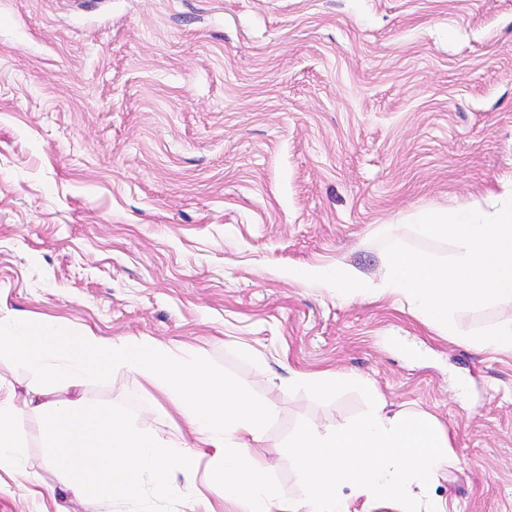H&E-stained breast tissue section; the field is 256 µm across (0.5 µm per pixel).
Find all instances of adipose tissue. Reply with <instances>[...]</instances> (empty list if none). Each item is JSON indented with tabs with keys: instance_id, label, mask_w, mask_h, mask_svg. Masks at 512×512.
Returning a JSON list of instances; mask_svg holds the SVG:
<instances>
[{
	"instance_id": "adipose-tissue-1",
	"label": "adipose tissue",
	"mask_w": 512,
	"mask_h": 512,
	"mask_svg": "<svg viewBox=\"0 0 512 512\" xmlns=\"http://www.w3.org/2000/svg\"><path fill=\"white\" fill-rule=\"evenodd\" d=\"M2 354L36 379L21 397L0 387V473H23L28 493L40 494L42 481L21 470L27 416L38 423L46 466L61 475L62 492L76 499L161 497L171 491L173 475L195 471V450L132 425L123 410H83L58 396L65 384L121 371L165 398L185 429L210 447L205 484L193 491L204 512H214L217 501L273 512L279 495L272 466L255 450L272 408L188 349L8 312L0 317ZM291 446L303 493L288 512H350L359 498L417 512L411 488L429 489L451 452L447 434L427 415H391L380 405L345 425L301 426Z\"/></svg>"
}]
</instances>
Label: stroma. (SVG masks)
I'll return each mask as SVG.
<instances>
[{
  "mask_svg": "<svg viewBox=\"0 0 512 512\" xmlns=\"http://www.w3.org/2000/svg\"><path fill=\"white\" fill-rule=\"evenodd\" d=\"M512 198V0H0V306L192 352L274 409L257 451L282 500L302 425L423 411L452 449L447 512H512V354L381 294L384 226ZM352 266L337 297L291 269ZM343 371L323 393L292 372ZM177 436L123 372L84 381ZM0 512H52L35 422ZM338 297H348L359 294L362 288H368L369 280L361 272L347 268L336 272V278L332 280Z\"/></svg>",
  "mask_w": 512,
  "mask_h": 512,
  "instance_id": "stroma-1",
  "label": "stroma"
}]
</instances>
